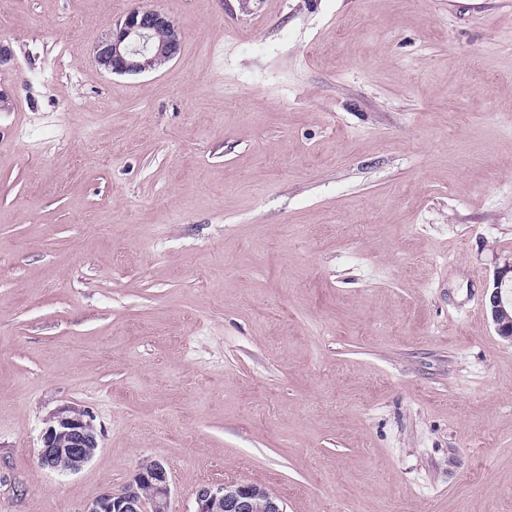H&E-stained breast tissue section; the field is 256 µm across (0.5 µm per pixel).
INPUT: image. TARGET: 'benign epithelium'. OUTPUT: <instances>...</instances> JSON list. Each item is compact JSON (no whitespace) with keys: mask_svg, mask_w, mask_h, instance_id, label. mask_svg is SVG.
<instances>
[{"mask_svg":"<svg viewBox=\"0 0 512 512\" xmlns=\"http://www.w3.org/2000/svg\"><path fill=\"white\" fill-rule=\"evenodd\" d=\"M156 29L166 32L158 44L151 42ZM183 34L164 12L139 6L126 13L112 32L95 46L98 65L117 74L152 72L180 51ZM512 265L498 271L483 296V308L497 333L512 341V319L507 315L505 291ZM98 434L91 417L74 408H62L42 434L40 465L62 474L76 473L94 456ZM171 493L166 466L158 461L144 465L121 491H105L84 512H168ZM195 512H286L283 502L266 487L246 482L205 484L195 493Z\"/></svg>","mask_w":512,"mask_h":512,"instance_id":"obj_1","label":"benign epithelium"}]
</instances>
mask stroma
I'll return each instance as SVG.
<instances>
[{
	"instance_id": "stroma-1",
	"label": "stroma",
	"mask_w": 512,
	"mask_h": 512,
	"mask_svg": "<svg viewBox=\"0 0 512 512\" xmlns=\"http://www.w3.org/2000/svg\"><path fill=\"white\" fill-rule=\"evenodd\" d=\"M142 5L178 55L104 71ZM1 42L0 512L151 461L169 512H512V0H0ZM67 406L99 448L60 475ZM510 273V279L505 277ZM512 282V265L502 271H497L493 277L492 286H488L483 296V308L491 319L497 333L512 342V319L507 315L505 291ZM98 434L91 417L75 408H62L42 434L40 465L62 474L76 473L94 456ZM195 501L194 512H286L280 497L246 481L202 485Z\"/></svg>"
}]
</instances>
